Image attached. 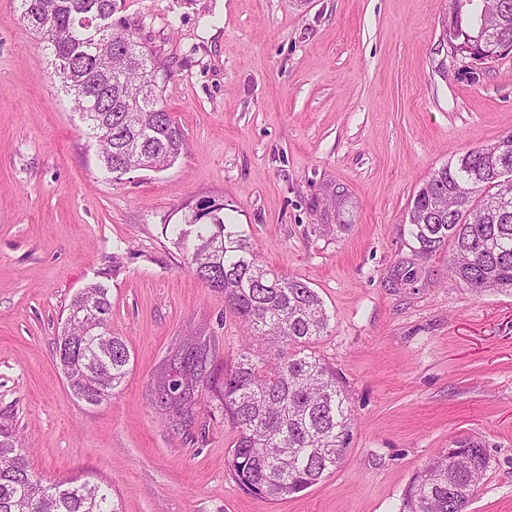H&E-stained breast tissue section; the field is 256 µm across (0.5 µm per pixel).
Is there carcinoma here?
Masks as SVG:
<instances>
[{"instance_id": "1", "label": "carcinoma", "mask_w": 512, "mask_h": 512, "mask_svg": "<svg viewBox=\"0 0 512 512\" xmlns=\"http://www.w3.org/2000/svg\"><path fill=\"white\" fill-rule=\"evenodd\" d=\"M38 26L76 110L99 142L107 178L123 180L143 159L155 171L185 149L184 135L161 102L155 63L127 29L100 27L118 0H36ZM442 39L495 59L512 50V0H451ZM512 133L469 150L434 171L406 213L413 252L448 255V278L472 293L512 291ZM225 205L209 201L172 225L175 244L224 303L249 340L268 345L256 354L247 342L232 368L211 379L207 342L194 339L157 380V395L173 426L194 418V393L207 385L235 429L225 468L245 492L273 503L332 474L346 456L354 418L336 374L309 352L327 329L321 297L303 281L263 265L250 236L230 224ZM109 289L95 282L75 294L55 353L71 392L98 405L129 372L130 350L110 333ZM465 451L442 450L416 473L400 512H466L489 461L483 445L461 440ZM0 512H120L112 484L100 480L35 478L17 441L0 439Z\"/></svg>"}]
</instances>
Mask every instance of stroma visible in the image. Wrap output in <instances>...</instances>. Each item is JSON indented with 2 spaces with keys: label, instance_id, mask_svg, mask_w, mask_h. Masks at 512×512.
I'll return each instance as SVG.
<instances>
[{
  "label": "stroma",
  "instance_id": "obj_1",
  "mask_svg": "<svg viewBox=\"0 0 512 512\" xmlns=\"http://www.w3.org/2000/svg\"><path fill=\"white\" fill-rule=\"evenodd\" d=\"M449 0H119L158 68L187 146L165 170L105 178L98 147L17 0H0V427L34 477L89 474L122 512H399L416 472L476 438L489 467L466 512H512V294H472L446 259L415 256L405 217L430 174L512 132V53L447 57ZM343 188L342 214L311 201ZM223 202L264 263L306 282L331 317L313 349L355 419L325 481L274 504L225 469L235 433L200 389L171 427L154 385L188 338L215 368L244 328L164 225ZM418 268L397 278L398 263ZM101 282L131 352L101 404L55 358L73 296Z\"/></svg>",
  "mask_w": 512,
  "mask_h": 512
}]
</instances>
